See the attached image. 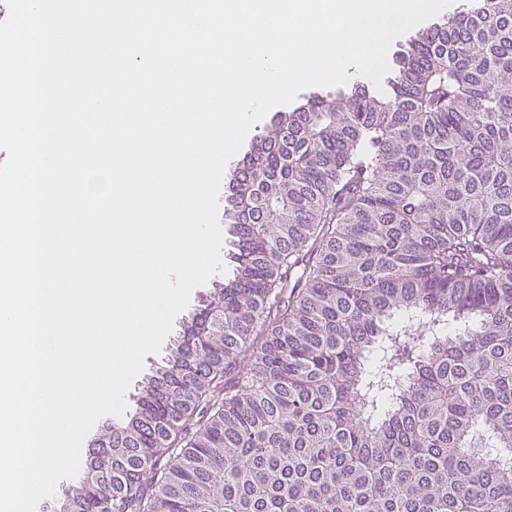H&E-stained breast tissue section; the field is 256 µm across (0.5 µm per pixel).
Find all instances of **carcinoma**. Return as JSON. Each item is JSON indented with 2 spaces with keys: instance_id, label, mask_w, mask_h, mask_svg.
<instances>
[{
  "instance_id": "carcinoma-1",
  "label": "carcinoma",
  "mask_w": 512,
  "mask_h": 512,
  "mask_svg": "<svg viewBox=\"0 0 512 512\" xmlns=\"http://www.w3.org/2000/svg\"><path fill=\"white\" fill-rule=\"evenodd\" d=\"M231 180L234 277L53 512H512V0Z\"/></svg>"
}]
</instances>
